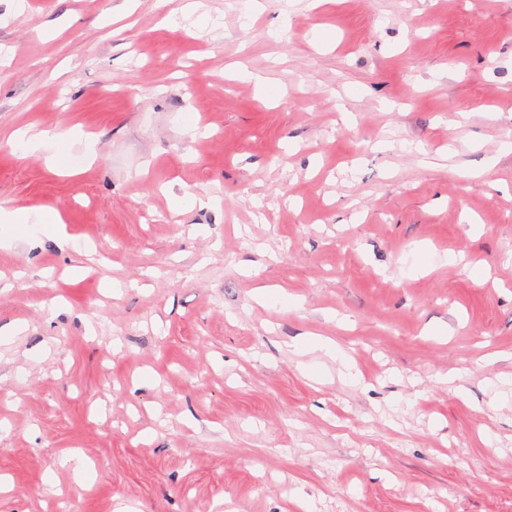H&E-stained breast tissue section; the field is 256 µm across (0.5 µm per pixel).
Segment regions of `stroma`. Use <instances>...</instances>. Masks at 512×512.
I'll return each mask as SVG.
<instances>
[{
	"label": "stroma",
	"mask_w": 512,
	"mask_h": 512,
	"mask_svg": "<svg viewBox=\"0 0 512 512\" xmlns=\"http://www.w3.org/2000/svg\"><path fill=\"white\" fill-rule=\"evenodd\" d=\"M0 45V210L86 246L0 224V512H512V0H0ZM14 139L22 143L25 147L34 150H45L50 153L49 160H53L58 147L63 143L78 142L89 156L96 155V136L91 133H81L74 138L67 132H51L47 130H39L33 126L14 133ZM1 224H43L57 225L54 233L65 243L73 244V238H69L61 230L59 224H63L60 215L55 210L30 209L0 213Z\"/></svg>",
	"instance_id": "35a3bbf8"
}]
</instances>
